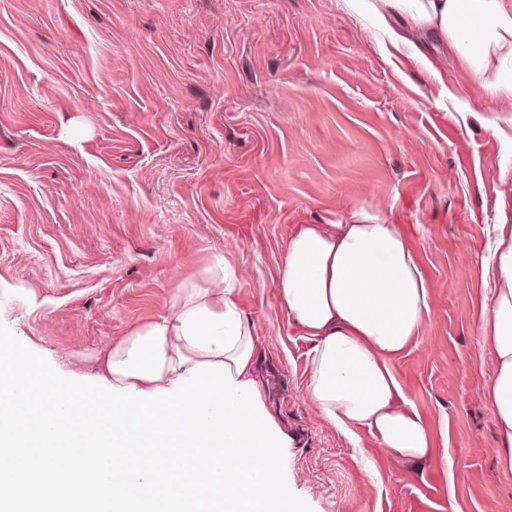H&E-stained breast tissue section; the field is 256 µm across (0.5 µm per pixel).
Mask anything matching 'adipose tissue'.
I'll return each mask as SVG.
<instances>
[{"instance_id": "adipose-tissue-1", "label": "adipose tissue", "mask_w": 512, "mask_h": 512, "mask_svg": "<svg viewBox=\"0 0 512 512\" xmlns=\"http://www.w3.org/2000/svg\"><path fill=\"white\" fill-rule=\"evenodd\" d=\"M361 11L393 48L408 43L392 20L446 40L485 94L512 100V0H361ZM481 264L479 354L494 369L486 401L495 422L496 462L512 478V224L494 225ZM279 301L290 325L312 343L309 399L347 436L362 429L408 469L436 452L437 439L406 397L394 363L408 352L430 311V287L399 225L363 220L303 224L278 269ZM237 268L215 254L182 281L157 317L117 338L99 376L118 388H174L201 362L229 365L247 382L257 338L239 307Z\"/></svg>"}]
</instances>
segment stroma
I'll return each mask as SVG.
<instances>
[{
  "label": "stroma",
  "instance_id": "stroma-1",
  "mask_svg": "<svg viewBox=\"0 0 512 512\" xmlns=\"http://www.w3.org/2000/svg\"><path fill=\"white\" fill-rule=\"evenodd\" d=\"M403 34L430 67L341 0H0V324L86 374L222 253L311 512H512L474 322L488 226L512 219V101ZM365 214L401 225L431 286L395 364L448 429L418 472L321 416L278 299L298 225Z\"/></svg>",
  "mask_w": 512,
  "mask_h": 512
}]
</instances>
